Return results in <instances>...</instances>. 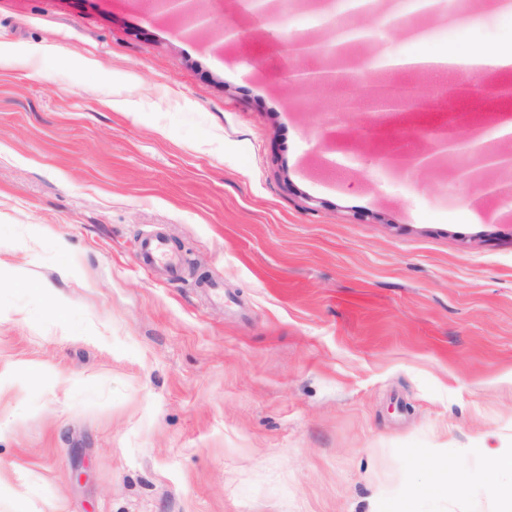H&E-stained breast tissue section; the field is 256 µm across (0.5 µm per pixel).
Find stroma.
<instances>
[{
    "label": "stroma",
    "mask_w": 512,
    "mask_h": 512,
    "mask_svg": "<svg viewBox=\"0 0 512 512\" xmlns=\"http://www.w3.org/2000/svg\"><path fill=\"white\" fill-rule=\"evenodd\" d=\"M498 2L426 15L423 47L512 38ZM199 8L195 32L148 0H0V512H400L450 470L468 494L424 512H512L478 482L512 445V172L479 200L469 148L382 167L477 113L512 153V97L336 112L282 67L330 42L300 0L274 26ZM364 23L340 98L431 84ZM153 231L179 279L137 269Z\"/></svg>",
    "instance_id": "35a3bbf8"
}]
</instances>
